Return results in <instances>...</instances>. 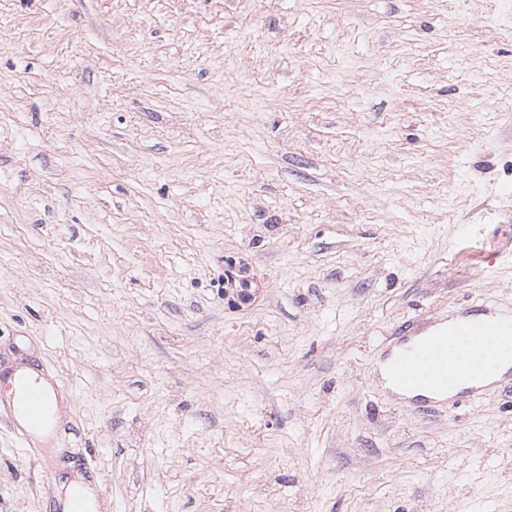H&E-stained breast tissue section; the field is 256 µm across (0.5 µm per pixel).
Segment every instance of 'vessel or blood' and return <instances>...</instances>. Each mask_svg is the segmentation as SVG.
I'll list each match as a JSON object with an SVG mask.
<instances>
[{
  "label": "vessel or blood",
  "mask_w": 512,
  "mask_h": 512,
  "mask_svg": "<svg viewBox=\"0 0 512 512\" xmlns=\"http://www.w3.org/2000/svg\"><path fill=\"white\" fill-rule=\"evenodd\" d=\"M498 334L512 335L511 317L460 319L452 327L403 348L393 359V377L409 393L446 392L449 382L466 375L458 361L449 359V347L461 336L476 345L485 337ZM58 397V389L38 365L0 367V417L7 419L13 434L26 448H33L35 435L53 431Z\"/></svg>",
  "instance_id": "1"
}]
</instances>
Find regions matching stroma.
Masks as SVG:
<instances>
[{"label": "stroma", "instance_id": "35a3bbf8", "mask_svg": "<svg viewBox=\"0 0 512 512\" xmlns=\"http://www.w3.org/2000/svg\"><path fill=\"white\" fill-rule=\"evenodd\" d=\"M478 305L512 314L498 0H0V360L64 409L52 474L0 421V512H512V377L379 373Z\"/></svg>", "mask_w": 512, "mask_h": 512}]
</instances>
